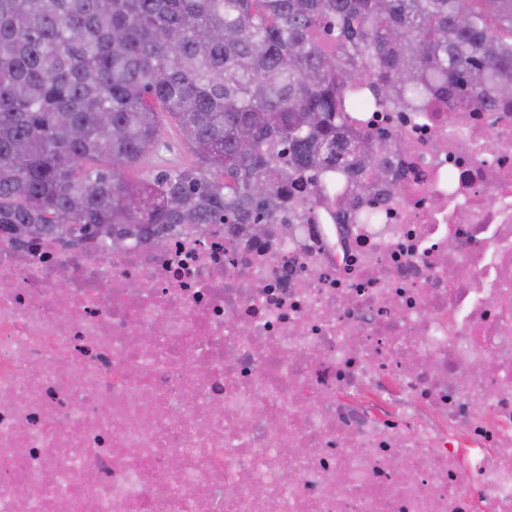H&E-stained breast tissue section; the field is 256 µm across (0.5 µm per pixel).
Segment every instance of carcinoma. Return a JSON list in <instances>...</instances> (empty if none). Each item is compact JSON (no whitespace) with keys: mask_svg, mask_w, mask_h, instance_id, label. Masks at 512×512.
<instances>
[{"mask_svg":"<svg viewBox=\"0 0 512 512\" xmlns=\"http://www.w3.org/2000/svg\"><path fill=\"white\" fill-rule=\"evenodd\" d=\"M512 100V0H0V231L271 224L304 174L394 186L366 108ZM174 124L196 166L124 172Z\"/></svg>","mask_w":512,"mask_h":512,"instance_id":"cac0c4a2","label":"carcinoma"}]
</instances>
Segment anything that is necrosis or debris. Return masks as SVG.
Listing matches in <instances>:
<instances>
[{"instance_id":"necrosis-or-debris-1","label":"necrosis or debris","mask_w":512,"mask_h":512,"mask_svg":"<svg viewBox=\"0 0 512 512\" xmlns=\"http://www.w3.org/2000/svg\"><path fill=\"white\" fill-rule=\"evenodd\" d=\"M365 122L258 237L0 233V512H512V102Z\"/></svg>"}]
</instances>
